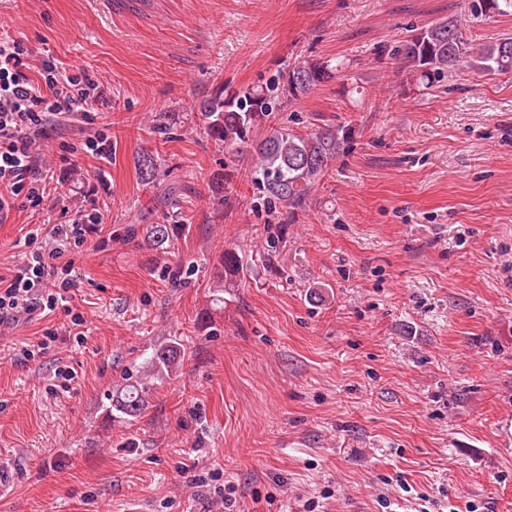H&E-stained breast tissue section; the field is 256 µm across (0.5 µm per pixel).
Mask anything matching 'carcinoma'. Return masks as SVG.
Returning a JSON list of instances; mask_svg holds the SVG:
<instances>
[{
	"label": "carcinoma",
	"mask_w": 512,
	"mask_h": 512,
	"mask_svg": "<svg viewBox=\"0 0 512 512\" xmlns=\"http://www.w3.org/2000/svg\"><path fill=\"white\" fill-rule=\"evenodd\" d=\"M473 19L487 21L496 15L512 14V0H468ZM390 58L410 66L417 86L441 88L451 70L467 64L487 75L512 74V36L474 48L465 31L450 18H442L391 46ZM338 67L328 62L303 59L263 85L226 91L199 104L196 117L206 134L224 149V172L212 178L216 210L229 203L234 179L242 176L258 190L260 207L279 223L297 224L312 201L313 193L329 165L354 140L356 130L347 124L327 126L298 134L281 126L279 115L316 86L336 77ZM249 164H244L246 156ZM141 182L160 186L158 158L144 152L137 156ZM175 224H149L146 237L157 245L174 236ZM216 274L217 288H235L250 273V267L235 247L224 249ZM185 359V348L172 339L154 350L152 366L157 372L175 373ZM150 384L130 375L112 394V407L121 415L137 418L149 405Z\"/></svg>",
	"instance_id": "1"
}]
</instances>
